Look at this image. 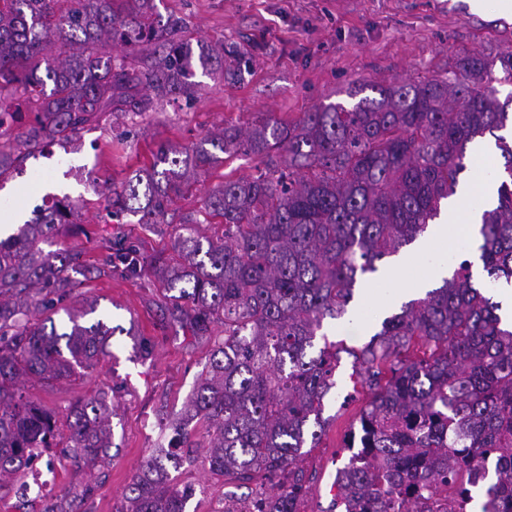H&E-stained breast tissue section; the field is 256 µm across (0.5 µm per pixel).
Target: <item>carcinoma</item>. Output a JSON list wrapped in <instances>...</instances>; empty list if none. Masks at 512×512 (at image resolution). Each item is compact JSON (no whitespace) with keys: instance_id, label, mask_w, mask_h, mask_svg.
<instances>
[{"instance_id":"obj_1","label":"carcinoma","mask_w":512,"mask_h":512,"mask_svg":"<svg viewBox=\"0 0 512 512\" xmlns=\"http://www.w3.org/2000/svg\"><path fill=\"white\" fill-rule=\"evenodd\" d=\"M155 0H0V119H32L0 142V179L49 142L66 143L106 115L133 119L155 101H191L196 70L242 77L238 50L183 38L184 20L156 12ZM114 42L142 58L102 52ZM230 57L224 66V56ZM512 51L457 56L446 76L364 84L347 108L305 112L286 125L267 115L247 133L230 125L189 148L157 145L150 164L109 188L106 210L160 224L173 198L197 175L239 155L264 158L250 177H224L204 199L224 238L198 234L200 219L180 221L181 261L157 267L170 321L214 341L205 375L185 411L210 436L211 472L242 485L271 483L266 512H297L304 490L301 448L319 444L325 398L336 387L339 344L324 321L348 313L356 285L414 243L463 199L471 151L494 139L501 174L483 210L479 259L424 296L404 303L355 355L370 400L360 409L336 475L343 512H512V326L484 292L512 285ZM72 205L37 208L0 237V478L16 477L48 448L65 444L72 466L95 465L111 447L112 406L104 390L70 408L67 431L21 379L69 378L92 366L124 328L99 316L79 319L64 305L80 285L82 256L47 251ZM109 272L135 277L144 264L133 246L106 241ZM64 311L68 322L55 315ZM156 450L131 488L126 512H186L193 490L160 475L161 459L188 441ZM42 512H80L76 500H45Z\"/></svg>"}]
</instances>
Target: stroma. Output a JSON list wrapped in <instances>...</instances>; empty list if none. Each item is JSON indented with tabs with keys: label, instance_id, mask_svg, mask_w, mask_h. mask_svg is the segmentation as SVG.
<instances>
[{
	"label": "stroma",
	"instance_id": "obj_1",
	"mask_svg": "<svg viewBox=\"0 0 512 512\" xmlns=\"http://www.w3.org/2000/svg\"><path fill=\"white\" fill-rule=\"evenodd\" d=\"M156 5L162 15L184 19L188 38L221 42L243 53L242 80L196 75L200 89L193 102H163L134 124L110 117L75 134L69 147L46 146L0 185V204L26 215L52 205L54 198L69 197L76 221L62 225L55 244L82 252L92 269L105 256L102 241L110 238L133 245L142 261H178L174 225L180 216L198 210L201 197L226 173L248 176L262 163L241 156L209 170L175 200L165 223L142 224L133 215L108 218L107 182L131 176L159 143L187 147L227 125L248 131L268 114L294 122L321 105L352 104L351 94L363 82L417 81L445 74L463 51L490 56L512 51V5L505 0H487L480 12L471 9L470 0H156ZM92 300L98 312L110 313L113 324L124 327V334L113 336L105 355L83 375L49 385L31 382L27 389L61 420L78 400L111 390L112 446L103 460L94 469L75 471L62 449H50L45 457L52 463L54 494L81 496L82 512H125L129 486L154 448L171 439L166 424L192 397L213 343L169 324L153 274H101L75 291L76 303ZM351 307L352 317L326 324L329 339L344 348L338 353L337 384L325 399V433L299 460L306 476L300 512H337L336 470L348 456L344 437L370 396L355 372L352 352L401 305L387 298L373 277L356 286ZM189 430L190 446L181 448L179 459L166 469L170 481L196 489L186 512H211L214 501L224 497L246 500L250 488L205 466V423L192 422Z\"/></svg>",
	"mask_w": 512,
	"mask_h": 512
}]
</instances>
